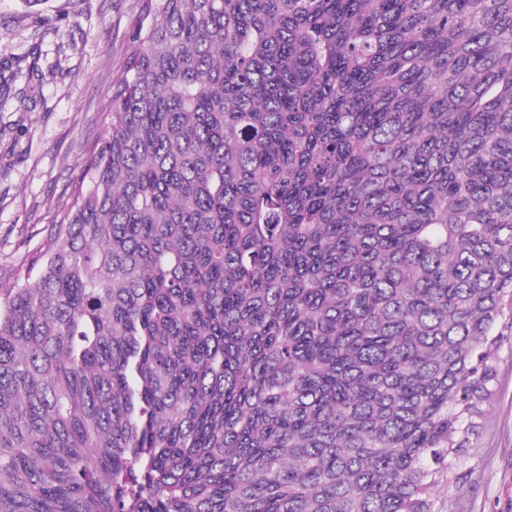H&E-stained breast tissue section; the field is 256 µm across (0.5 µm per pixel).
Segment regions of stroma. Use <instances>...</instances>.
I'll list each match as a JSON object with an SVG mask.
<instances>
[{"label":"stroma","mask_w":512,"mask_h":512,"mask_svg":"<svg viewBox=\"0 0 512 512\" xmlns=\"http://www.w3.org/2000/svg\"><path fill=\"white\" fill-rule=\"evenodd\" d=\"M140 0H0V284L45 238L72 201L93 148L107 134L112 86L133 43ZM41 91L25 96L31 69ZM449 465L458 481L436 489L435 512H512V335L499 349L481 433Z\"/></svg>","instance_id":"stroma-1"}]
</instances>
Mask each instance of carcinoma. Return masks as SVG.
<instances>
[{"instance_id":"cac0c4a2","label":"carcinoma","mask_w":512,"mask_h":512,"mask_svg":"<svg viewBox=\"0 0 512 512\" xmlns=\"http://www.w3.org/2000/svg\"><path fill=\"white\" fill-rule=\"evenodd\" d=\"M0 288V512H434L512 332V0H142Z\"/></svg>"}]
</instances>
